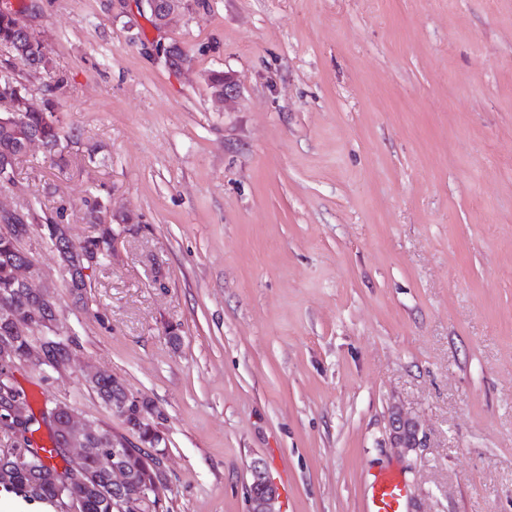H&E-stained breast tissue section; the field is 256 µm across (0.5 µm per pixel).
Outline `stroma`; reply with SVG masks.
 <instances>
[{
	"instance_id": "stroma-1",
	"label": "stroma",
	"mask_w": 512,
	"mask_h": 512,
	"mask_svg": "<svg viewBox=\"0 0 512 512\" xmlns=\"http://www.w3.org/2000/svg\"><path fill=\"white\" fill-rule=\"evenodd\" d=\"M28 2L67 163L32 144L0 207L78 242L91 196L133 218L83 303L24 242L73 341L17 364L33 410L121 434L87 378L149 399L168 512H249L256 458L279 512H368L383 471L403 512H512V0H195L162 31L133 0ZM207 82L212 91H217L220 87L224 86L222 91L224 101L233 100L239 92L238 80L234 75L230 73L213 72L208 75ZM419 434L418 424L400 415L393 417L391 436L396 447L416 448Z\"/></svg>"
}]
</instances>
